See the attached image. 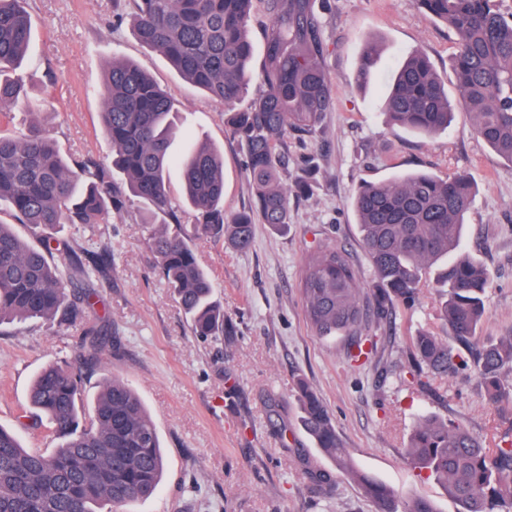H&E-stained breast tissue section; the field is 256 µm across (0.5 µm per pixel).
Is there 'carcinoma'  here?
Instances as JSON below:
<instances>
[{
	"label": "carcinoma",
	"mask_w": 512,
	"mask_h": 512,
	"mask_svg": "<svg viewBox=\"0 0 512 512\" xmlns=\"http://www.w3.org/2000/svg\"><path fill=\"white\" fill-rule=\"evenodd\" d=\"M256 1L268 19L263 87L246 109L229 117L254 201L249 209L228 214L222 153L195 143L173 156V104L128 60L105 66L102 131L112 144V167L88 159L70 166L35 123L39 105L24 93L22 79L12 76L32 37L26 0H0V215L43 230L100 224L121 212L130 197L137 198L151 214L168 218L153 225L148 246L193 335L201 338L224 335V308L214 299V283L197 261L193 239L223 238L247 250L256 220L283 230L292 194L310 193L306 178L289 189L282 171L288 136L313 134L334 107L324 11L316 0H126L139 42L166 58L186 82L228 105L248 91V21ZM416 3L454 36L456 89L460 104L473 115L475 133L512 163V12H502L497 0ZM375 64L373 50L366 49L357 83H369ZM19 108L34 119L30 132L5 133L1 126ZM385 111L392 125L411 134L432 137L448 130L453 115L448 92L425 53L411 52L395 72ZM172 166L182 176L181 211L167 189ZM474 194L466 175L416 172L361 182L351 205L375 285L369 291L362 287L346 249L335 244L312 249L300 286L315 335H357L364 324L390 316L395 305L410 304L422 278L432 274L445 289L440 312L449 335L459 343L474 337L490 286L484 266L458 254ZM56 252L67 255V270L55 262ZM108 261L105 248L76 250L49 236L32 245L0 220V325L29 320L88 325L91 289L75 293L66 282H90ZM411 358L430 374L455 370L448 341L429 333L414 337ZM97 360L98 349L85 348L77 364H49L32 381L29 407L51 425L58 439L53 451L25 448L13 430L0 425V512H103L105 506L120 507L157 491L164 469L160 437L134 388L106 378L85 411L84 376ZM474 365L489 403L512 401V336L484 346ZM296 397L315 447L341 476L360 486L376 512H439L434 502L405 499L357 468L326 406L303 379ZM405 452L459 503V512H512L511 439L488 448L454 422L424 414Z\"/></svg>",
	"instance_id": "carcinoma-1"
}]
</instances>
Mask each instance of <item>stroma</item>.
Listing matches in <instances>:
<instances>
[{"label": "stroma", "instance_id": "stroma-1", "mask_svg": "<svg viewBox=\"0 0 512 512\" xmlns=\"http://www.w3.org/2000/svg\"><path fill=\"white\" fill-rule=\"evenodd\" d=\"M124 0H28L34 29L28 92L44 100L41 120L68 159L112 161L100 133L104 65L130 60L171 98L180 138L213 144L224 154V209L253 202L243 153L226 122L227 105L193 88L129 24H118ZM326 17L327 68L335 108L316 132L288 141V176L311 173L310 195L293 199L290 222L277 232L256 224L251 247L202 237L199 264L212 276L215 298L232 325L216 340L192 335L183 309L155 268L148 247L151 215L128 202L100 224H67L73 245L94 241L112 253V266L94 279L90 322L101 329L102 351L84 381L94 395L109 377L128 382L153 418L164 451L157 493L122 512H374L356 485L303 431L295 397L306 379L328 407L356 466L406 498L433 500L439 512L457 503L405 455L419 413L455 421L494 444L512 435V403L491 405L473 371L430 376L421 390L410 361L418 332L447 336L441 290L423 278L413 303L367 333L377 353L350 359L341 336L322 338L307 322L300 280L309 250L324 243L352 254L364 288L375 281L350 206L360 180L405 172L464 174L476 189L466 217L464 248L492 278L486 315L473 347L512 335V164L475 133L473 117L456 104L453 35L418 9L415 0H331ZM378 50L377 77L359 86L355 74L368 43ZM424 51L454 100L448 131L423 139L392 127L385 113V77L405 53ZM82 329L29 321L0 327V424L25 447L49 451L57 442L47 422L31 416L27 395L36 371L73 361ZM333 473L330 485L309 487L307 465Z\"/></svg>", "mask_w": 512, "mask_h": 512}]
</instances>
